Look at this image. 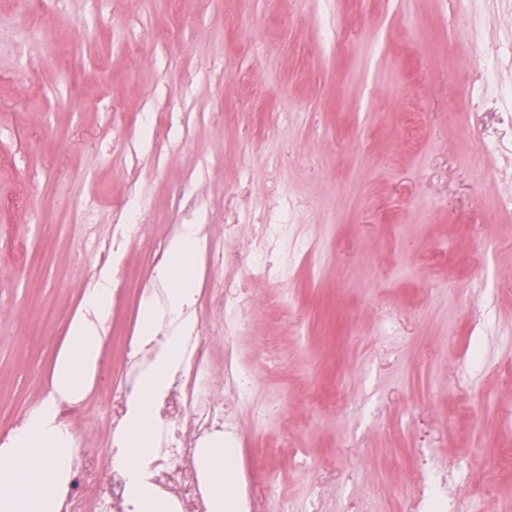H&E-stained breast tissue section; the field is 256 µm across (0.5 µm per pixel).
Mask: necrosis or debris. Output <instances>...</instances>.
I'll use <instances>...</instances> for the list:
<instances>
[{
  "label": "necrosis or debris",
  "mask_w": 512,
  "mask_h": 512,
  "mask_svg": "<svg viewBox=\"0 0 512 512\" xmlns=\"http://www.w3.org/2000/svg\"><path fill=\"white\" fill-rule=\"evenodd\" d=\"M91 213H84L86 229L83 237L72 243L76 255L93 251L100 264H107L121 251L128 237L138 231V213L117 210L112 236L100 239L92 232ZM203 243L204 272L194 285V303L182 313H172L167 304V285L149 276L136 282H121L112 296L113 305H120L127 293L154 301L161 337L143 344L136 328H129L124 338V360L120 371L112 375V437L120 439L128 402L139 393L144 374L162 349L163 337L181 334L183 361L174 380L155 400L153 448L148 467L149 479L159 497L169 504V512H209V498L202 490V478L196 466L197 452L215 442L236 447L244 430L264 431L277 415L270 403L254 399L256 375L244 363L235 347V339L250 318L255 296V281H283L293 269L313 262L317 242L293 235L287 219L258 225L253 243L245 257L247 280L217 278L215 272L238 256L216 241L209 225L199 227ZM221 307L224 320L217 333L224 339V389L218 396L209 385L213 349L203 331L204 314L212 307ZM73 477L64 494L63 512H136L126 487L127 476L112 471L101 488L99 501H92L86 492L84 466L75 463Z\"/></svg>",
  "instance_id": "4bbe7bcc"
}]
</instances>
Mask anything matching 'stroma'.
Returning <instances> with one entry per match:
<instances>
[{
    "mask_svg": "<svg viewBox=\"0 0 512 512\" xmlns=\"http://www.w3.org/2000/svg\"><path fill=\"white\" fill-rule=\"evenodd\" d=\"M509 87L512 0H0V433L50 391L86 292L76 203L108 236L143 193L123 269L140 276L181 181L212 236L239 225V254L287 199L323 246L284 283L292 319L268 306L236 342L285 354L258 377L283 413L244 432V479L315 512H411L412 476L464 457L453 495L512 512ZM125 319L70 419L94 488Z\"/></svg>",
    "mask_w": 512,
    "mask_h": 512,
    "instance_id": "stroma-1",
    "label": "stroma"
}]
</instances>
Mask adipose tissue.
<instances>
[{"label":"adipose tissue","instance_id":"1","mask_svg":"<svg viewBox=\"0 0 512 512\" xmlns=\"http://www.w3.org/2000/svg\"><path fill=\"white\" fill-rule=\"evenodd\" d=\"M198 250L195 225H186L167 250L164 265L156 270L168 284V304L179 312L189 305L193 292L187 280L193 273ZM112 314V270L104 268L96 288L86 291L73 318L66 346L54 366L51 392L14 429L10 446L0 452V512H57V493L65 484L76 457L75 442L58 421L59 400L79 401L97 376L100 350ZM183 361L180 337H169L164 349L145 374L138 397L127 405L125 431L112 464L129 473L128 495L142 512H168L155 496L148 480V463L155 417L154 397L169 385L172 373ZM198 464L212 480V512H229L227 500L234 486L235 461L223 449L208 448Z\"/></svg>","mask_w":512,"mask_h":512}]
</instances>
